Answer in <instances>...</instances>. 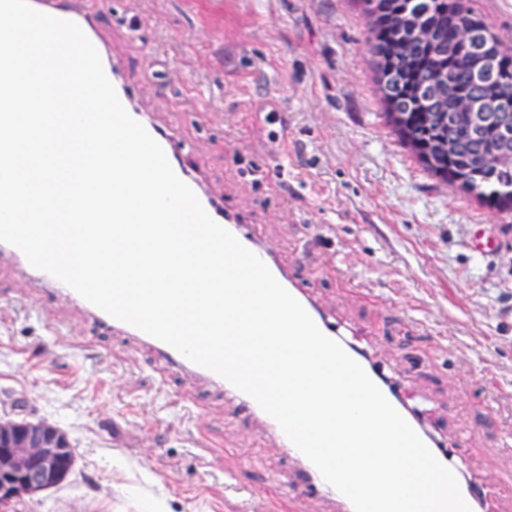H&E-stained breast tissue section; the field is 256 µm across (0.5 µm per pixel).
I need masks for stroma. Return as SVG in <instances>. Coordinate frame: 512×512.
<instances>
[{
  "mask_svg": "<svg viewBox=\"0 0 512 512\" xmlns=\"http://www.w3.org/2000/svg\"><path fill=\"white\" fill-rule=\"evenodd\" d=\"M137 108L177 131L213 198L338 319L512 512V213L431 176L383 115L361 0H80ZM512 52V0H472ZM140 25L128 37L129 23ZM488 242L486 251L472 247ZM63 318L50 333L45 313ZM0 416L65 430L69 479L0 512H333L269 482L296 463L231 400L0 277Z\"/></svg>",
  "mask_w": 512,
  "mask_h": 512,
  "instance_id": "stroma-1",
  "label": "stroma"
}]
</instances>
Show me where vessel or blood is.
<instances>
[{
    "label": "vessel or blood",
    "instance_id": "b4317fda",
    "mask_svg": "<svg viewBox=\"0 0 512 512\" xmlns=\"http://www.w3.org/2000/svg\"><path fill=\"white\" fill-rule=\"evenodd\" d=\"M74 2L75 0H29L30 6L37 11L75 22L81 27L95 48H102L103 43L98 35V14L78 10ZM105 73L127 112L131 113L135 120L143 123L149 134L162 146L176 175L193 189L207 213L216 222L233 233L246 248L256 254L280 283L286 284L288 291L302 304L325 335L339 341L344 350L360 365H367L368 357L364 349L354 341L346 339L344 331L336 326L331 317L320 307L318 301L299 283L291 280L285 270L278 265L274 254L258 244L248 233L246 228L247 216L224 207L222 203L206 194L204 176L194 170L191 165L184 163L185 149L179 145L174 134L171 131L159 128L151 120H148L144 113L136 110L131 91L121 80L118 67L114 65L106 66ZM5 262L13 264L21 271L32 274L35 284L40 288L43 295L56 301L68 303L89 320L94 328L109 335L119 336L135 347L147 350L155 362L167 369L169 373L204 385L214 394L226 393L233 396L238 401L245 417L261 420L276 436L280 446L284 448L289 457L298 462V470L285 479L290 495L316 497L334 503L336 512H354L352 503L323 479L318 469L286 437L278 423L263 411L250 396L237 389L220 375L189 361L170 345L112 318L54 276L33 268L18 248L0 242V264Z\"/></svg>",
    "mask_w": 512,
    "mask_h": 512
}]
</instances>
